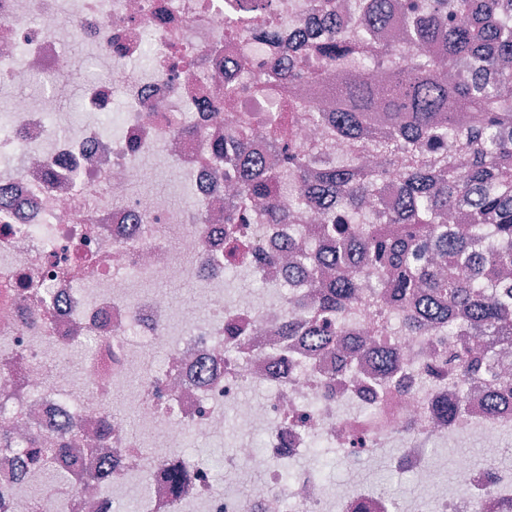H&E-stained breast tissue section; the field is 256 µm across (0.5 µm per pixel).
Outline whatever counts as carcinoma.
I'll list each match as a JSON object with an SVG mask.
<instances>
[{"label": "carcinoma", "mask_w": 512, "mask_h": 512, "mask_svg": "<svg viewBox=\"0 0 512 512\" xmlns=\"http://www.w3.org/2000/svg\"><path fill=\"white\" fill-rule=\"evenodd\" d=\"M401 10L410 57L383 84L367 78L394 49L376 40L395 10ZM337 12L322 7L320 41L315 56L272 68L273 78L252 91L271 93L280 83H309L336 106L331 118L336 135L353 150H369L378 168L362 172L328 161L323 154L304 156L295 148L293 114L306 107L288 101V111L267 125L269 149L280 169L298 181L297 204L314 207L322 216L319 235L325 239V261L336 276L311 278L316 289L304 335L317 349L345 350L333 321L352 306L362 288L361 273L382 276L380 287L394 319L403 327L461 325L465 336H482L487 352L472 355L466 344L448 353V367L439 376L460 384L480 376L496 386L493 403L512 399V377L503 374L498 349L512 337V288L493 280L498 267L512 265V75L504 66L512 59V0H361L352 41L335 21ZM440 44L448 61L464 60L466 70L448 78L427 55ZM345 64L341 79L328 84L326 68ZM251 118L224 131V157L235 164L241 194L224 213L225 268L241 256L238 225L244 210L263 200L267 223L286 224L288 207L275 195L278 170L253 149ZM398 161L403 177L396 206L355 227L364 196L377 191L387 167ZM450 209L463 211L465 231L441 221ZM494 229L486 237L484 219ZM436 248L453 260L440 272L427 258ZM63 448H25L29 467L56 472L59 481L79 486L97 480L103 493L112 484V468L92 476L73 456L62 463Z\"/></svg>", "instance_id": "cac0c4a2"}]
</instances>
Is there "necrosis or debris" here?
Masks as SVG:
<instances>
[{"mask_svg":"<svg viewBox=\"0 0 512 512\" xmlns=\"http://www.w3.org/2000/svg\"><path fill=\"white\" fill-rule=\"evenodd\" d=\"M314 12V0H0L1 89L71 68L72 52L56 36L62 15L94 52L76 105L78 133L51 123L59 108L52 85L35 101L12 95L0 114V441L67 443L86 472L111 464L116 487L148 475L146 512H350L354 504L392 512L385 493L356 473L332 492L301 461L323 448L360 458L400 437L406 446L393 465L416 482L411 512H512V468L495 464L512 404L492 408L491 389L475 380L459 394V417L436 413L449 388L430 370L458 337L387 329L376 289L342 319L345 342L365 348L348 369L338 368L335 352L312 350L299 336L312 300L309 275L328 271L312 244L320 225L313 210H293L286 224L251 219L242 234L243 275L272 291L291 287L293 303H270L248 289L224 294V206L234 188L217 144L245 113L255 117L254 142L263 144L275 101L288 95L284 87L254 95L251 73L236 61L297 57L319 38ZM231 28L236 38H228ZM266 29L275 31L273 42L259 40ZM147 43L149 66L132 70ZM231 84L239 93L229 105ZM118 97L121 112L112 109ZM105 115L111 128L101 124ZM298 125L301 152L318 143L334 161L371 165L326 123L302 113ZM150 159L190 174L188 207L137 194ZM172 239L194 266L175 259ZM188 278L198 284L203 317L173 335L168 297L133 286ZM228 323L236 339L225 336ZM287 323L295 335H284ZM383 345L400 355L393 385L368 354ZM160 353L165 365L157 369ZM74 354L83 364L77 392L67 385ZM249 386L269 392L248 398ZM118 390L137 410L141 434L113 413ZM231 410L266 428L262 446L239 437L224 461L226 473H252L255 482L243 493L216 491L210 468L196 462L186 493L174 496L145 454L147 443L161 440L166 457L181 459L187 442L223 437ZM461 437L476 438L485 465L453 454L462 492L429 499L440 480L431 451ZM118 503L85 485L44 486L42 474L21 473L16 457L0 450V512H115Z\"/></svg>","mask_w":512,"mask_h":512,"instance_id":"necrosis-or-debris-1","label":"necrosis or debris"}]
</instances>
